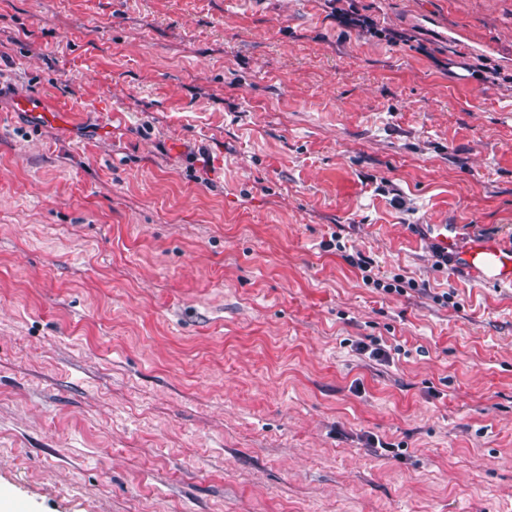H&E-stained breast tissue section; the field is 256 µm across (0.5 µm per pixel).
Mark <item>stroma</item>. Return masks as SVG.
Returning <instances> with one entry per match:
<instances>
[{"mask_svg": "<svg viewBox=\"0 0 512 512\" xmlns=\"http://www.w3.org/2000/svg\"><path fill=\"white\" fill-rule=\"evenodd\" d=\"M441 217L512 244V0H0V512H512Z\"/></svg>", "mask_w": 512, "mask_h": 512, "instance_id": "obj_1", "label": "stroma"}]
</instances>
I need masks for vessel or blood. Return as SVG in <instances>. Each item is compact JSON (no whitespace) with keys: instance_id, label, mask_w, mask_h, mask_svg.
<instances>
[{"instance_id":"vessel-or-blood-1","label":"vessel or blood","mask_w":512,"mask_h":512,"mask_svg":"<svg viewBox=\"0 0 512 512\" xmlns=\"http://www.w3.org/2000/svg\"><path fill=\"white\" fill-rule=\"evenodd\" d=\"M429 233L448 258L450 268L471 271L496 285H512V246L486 238L460 246L456 225L443 220L431 224Z\"/></svg>"}]
</instances>
